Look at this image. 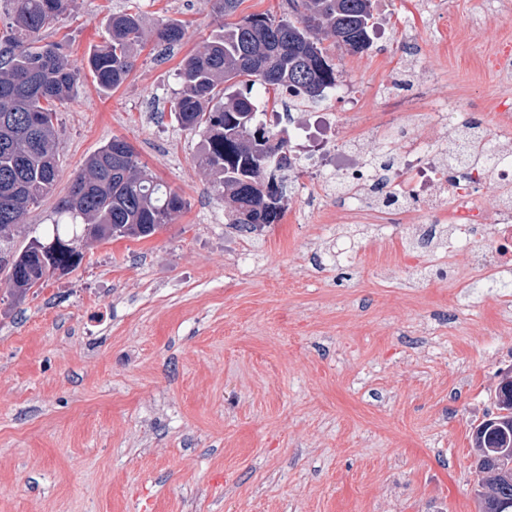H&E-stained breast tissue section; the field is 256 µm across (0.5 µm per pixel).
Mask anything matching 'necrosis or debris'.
<instances>
[{
    "label": "necrosis or debris",
    "instance_id": "1",
    "mask_svg": "<svg viewBox=\"0 0 512 512\" xmlns=\"http://www.w3.org/2000/svg\"><path fill=\"white\" fill-rule=\"evenodd\" d=\"M498 108L495 129L475 125L471 113L457 107L436 111L434 125L456 135L455 163H448L438 141L409 139L395 157L388 182L381 185V203L347 212L346 222L369 224L409 205L430 218L419 227L421 247H433L445 234L478 243L490 233L495 247L477 252V268L487 277L512 269V151L500 146L512 134V104L503 101ZM308 167L325 183L337 179L353 188L377 184L374 169L355 150L332 166L323 154L311 155ZM486 187L494 192V205L486 203Z\"/></svg>",
    "mask_w": 512,
    "mask_h": 512
}]
</instances>
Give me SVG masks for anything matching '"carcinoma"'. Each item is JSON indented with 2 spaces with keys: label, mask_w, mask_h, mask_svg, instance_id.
<instances>
[{
  "label": "carcinoma",
  "mask_w": 512,
  "mask_h": 512,
  "mask_svg": "<svg viewBox=\"0 0 512 512\" xmlns=\"http://www.w3.org/2000/svg\"><path fill=\"white\" fill-rule=\"evenodd\" d=\"M11 22L0 36V251L11 257L8 280L22 300L56 273L69 274L82 263L77 242L140 239L170 223L185 207L183 197L158 181L134 148L114 137L90 157L56 208L58 219L40 236V251H12L13 231L28 208L38 205L56 184L55 102L74 96L80 83L60 45L40 44L74 0H9ZM288 12L251 14L188 55L179 77L182 93L174 105L181 128L202 138L199 166L217 195L228 202L229 223L255 228L276 224L285 212V180L278 175L263 194L256 185L274 166L290 168L289 137L259 118L254 87L317 102L337 86L333 50L364 53L373 46L375 0H287ZM138 14H112L106 44L88 59L100 92L109 94L129 76L133 51L142 38ZM177 21L158 25L159 43L182 41ZM334 42L324 45L323 37ZM497 413L476 426V450L489 445L512 448V379H501ZM478 489L487 512H512V469L494 474L476 465Z\"/></svg>",
  "instance_id": "cac0c4a2"
}]
</instances>
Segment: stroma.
<instances>
[{
	"label": "stroma",
	"mask_w": 512,
	"mask_h": 512,
	"mask_svg": "<svg viewBox=\"0 0 512 512\" xmlns=\"http://www.w3.org/2000/svg\"><path fill=\"white\" fill-rule=\"evenodd\" d=\"M438 2L376 0L372 49L335 54L370 113L332 93L296 125L336 113L337 147L381 159L366 130L384 119L377 90L421 83L495 125L512 98L494 67L512 13L478 26L483 0ZM120 11L141 16L143 42L104 95L87 61ZM168 20L180 45L153 38ZM224 23L217 0H76L41 35L81 81L56 107L55 190L24 213L15 248L115 136L186 206L149 238L89 243L77 270L24 300L0 273V512H477L472 431L512 368V288L449 284L447 269L469 275L470 249L418 248L419 213L344 223L306 173L279 223L230 224L199 136L169 115L180 61Z\"/></svg>",
	"instance_id": "obj_1"
}]
</instances>
